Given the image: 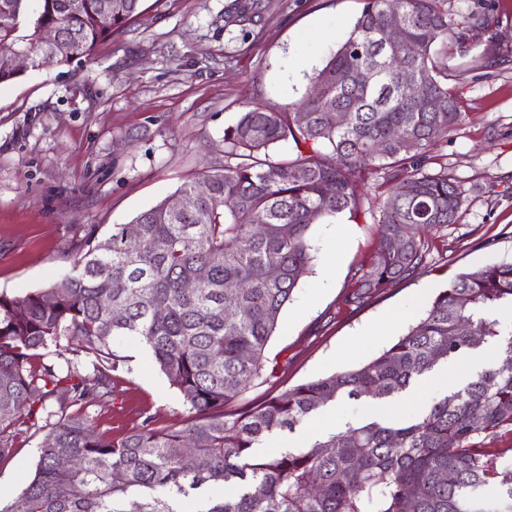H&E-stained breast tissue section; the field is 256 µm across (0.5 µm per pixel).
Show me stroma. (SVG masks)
<instances>
[{
    "label": "stroma",
    "instance_id": "stroma-1",
    "mask_svg": "<svg viewBox=\"0 0 512 512\" xmlns=\"http://www.w3.org/2000/svg\"><path fill=\"white\" fill-rule=\"evenodd\" d=\"M234 0H144L142 13L93 54L29 69L0 85V293L45 288L71 273L70 245L90 226L108 234L184 183L224 164V131L263 102L286 110L336 51L364 0H259L255 22L229 25ZM454 19L488 17L465 57L449 58L460 126L428 148L427 173H448L462 191L456 223L426 232L430 254L413 276L357 309L341 302L375 251L382 178L363 189L357 219L340 215L312 228L313 261L266 349L267 370L241 397L255 404L318 376L366 362L403 334L458 273L512 261V0H448ZM329 38H320L316 23ZM335 277L319 281L328 260ZM388 335L371 330L386 317ZM108 401L89 407L100 429L120 436L146 418L181 424L182 395L144 346L123 343ZM503 352L449 364L446 382L429 374L399 397L335 406L336 425L400 419L463 386ZM42 435L19 433L0 462V488L17 497L34 469Z\"/></svg>",
    "mask_w": 512,
    "mask_h": 512
}]
</instances>
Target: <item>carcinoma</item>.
<instances>
[{"label":"carcinoma","mask_w":512,"mask_h":512,"mask_svg":"<svg viewBox=\"0 0 512 512\" xmlns=\"http://www.w3.org/2000/svg\"><path fill=\"white\" fill-rule=\"evenodd\" d=\"M143 2L0 0V85L21 76L10 64L17 53L31 55L35 68L88 57ZM445 2L365 0L310 78L319 93L293 112L256 105L224 131V166L176 191L196 195L208 184L192 210L173 213L163 199L138 214L134 249L121 224L108 236L86 229L73 243L74 273L0 295V461L12 456L18 433L47 430L34 472L0 512H488V487L502 493L497 512H512V463L473 442L512 425V362L488 366L399 422L348 423L309 446L256 453L330 403L384 401L449 361L494 349L511 355L512 329L498 314L512 310V262L457 275L367 362L227 410L263 375L280 314L309 270L312 226L345 212L357 217L359 188L374 174H387L391 192L378 247L355 272L345 307L416 273L427 253L424 230L457 222L459 185L424 171L426 149L464 119L448 86V50L476 40L488 19L457 22ZM254 10L238 2L228 23ZM397 10L406 19L403 43L383 47L378 34ZM46 27L61 33L54 48L41 42ZM411 78L425 83L418 100L404 91ZM336 109L347 112L343 126L332 118ZM289 141L296 157L273 160L271 147ZM227 197L237 208L224 207ZM195 274L199 288L185 291L183 280ZM103 279L110 288L99 287ZM230 283L238 286L232 310ZM129 339L150 351L189 406L181 426L148 418L114 438L84 411L110 394L121 362L115 345ZM189 443L194 471L181 464Z\"/></svg>","instance_id":"1"}]
</instances>
